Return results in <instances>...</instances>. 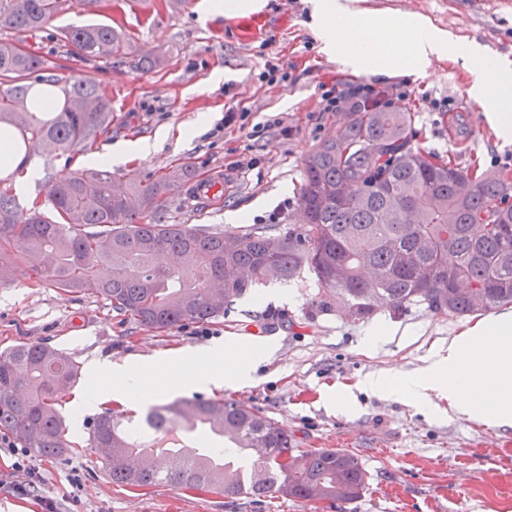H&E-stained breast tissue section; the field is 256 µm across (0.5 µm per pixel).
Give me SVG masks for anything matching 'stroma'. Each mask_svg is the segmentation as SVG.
<instances>
[{
  "label": "stroma",
  "mask_w": 512,
  "mask_h": 512,
  "mask_svg": "<svg viewBox=\"0 0 512 512\" xmlns=\"http://www.w3.org/2000/svg\"><path fill=\"white\" fill-rule=\"evenodd\" d=\"M234 16H211L204 0L171 7L153 0H112L90 10L86 0H60L45 29L23 33L0 27V40L20 45L46 61V76L93 81L112 104V126L91 145L40 161L41 177L19 194L22 209L45 202L51 181L80 169L81 157L117 144L149 140L155 148L112 167L126 185L179 165L195 179L222 172L224 199L206 203L182 186L161 206L165 223L201 225L245 233L298 221L297 197L306 156L334 137L348 104L324 109L329 89L388 87L390 109L412 116L413 143L492 171L512 173V141L499 139L477 77L451 57L430 58L418 74L382 78L354 73L326 52L313 32V0H253ZM361 8L390 16L412 14L451 43L478 44L512 72V0H361ZM120 27L129 54L83 60L64 33L91 22ZM163 63L140 67L143 56ZM274 77H267V69ZM248 115L247 129L225 125L227 110ZM209 113L196 126L200 113ZM195 133L179 138L180 129ZM246 217L229 222L227 213ZM476 317L434 316L420 307L368 321L350 322L339 310L321 309L309 271L290 282H271L240 298L221 319L157 331L118 315L88 293L67 294L39 280L29 264L17 265L0 286V351L24 342H45L75 359L81 376L62 412L74 444L67 455H30L42 481L29 496L0 485V512H41L43 500L59 512H512V426L489 425L450 412L448 403L417 404L393 385L418 373L429 355L476 324ZM382 337L370 339L372 329ZM261 348L248 383L182 389L176 354L227 340ZM170 359L167 390L146 400L114 405L119 414L143 416L153 406L186 398L223 399L255 409L288 429L298 451L342 448L354 453L368 489L352 502H300L281 496L227 497L162 484L146 489L112 483L86 446L85 426L97 409L81 400L89 388L111 387L92 377V359L140 362ZM380 375L389 390L371 392L363 382ZM82 489L72 494L71 474Z\"/></svg>",
  "instance_id": "stroma-1"
}]
</instances>
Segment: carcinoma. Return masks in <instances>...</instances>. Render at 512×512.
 Segmentation results:
<instances>
[{
    "label": "carcinoma",
    "mask_w": 512,
    "mask_h": 512,
    "mask_svg": "<svg viewBox=\"0 0 512 512\" xmlns=\"http://www.w3.org/2000/svg\"><path fill=\"white\" fill-rule=\"evenodd\" d=\"M60 0H0V26L44 29ZM84 58L129 50L126 35L91 23L65 34ZM43 59L0 41V133L25 158L52 157L96 141L112 106L90 80L64 85V104L46 109L56 79ZM44 88L35 90L32 78ZM193 178L188 165L122 187L107 169L75 170L52 181L53 216L23 215L0 190V285L21 261L41 258V280L65 293L91 292L137 323L160 330L224 317L251 288L287 282L308 268L320 305L340 306L352 322L422 306L433 315H482L512 305V178L462 167L412 146L411 113L360 105L336 137L308 155L299 189L301 223L285 232L249 233L165 224L163 197ZM80 374L63 352L40 342L0 352V433L56 458L72 448L61 412ZM87 447L112 482L135 488L171 484L226 496L271 494L304 502H351L366 490L358 457L344 449L302 454L295 437L259 411L222 400H176L135 420L104 411ZM265 455L242 478L212 456Z\"/></svg>",
    "instance_id": "carcinoma-1"
}]
</instances>
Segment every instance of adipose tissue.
Instances as JSON below:
<instances>
[{"label":"adipose tissue","mask_w":512,"mask_h":512,"mask_svg":"<svg viewBox=\"0 0 512 512\" xmlns=\"http://www.w3.org/2000/svg\"><path fill=\"white\" fill-rule=\"evenodd\" d=\"M358 0H316L314 19L319 40L353 71L392 77L417 72L429 56L452 55L467 70L485 75V98L499 138L512 140V74L495 59L481 56L470 44L448 47L423 22L390 16L369 17ZM255 350L236 342L217 344L204 352L187 351L184 388L224 387L250 378ZM94 376L112 378L111 389L92 388L91 406L140 400L144 383L137 366L92 362ZM404 391L420 403L447 400L458 414L485 422L512 424V315L484 320L435 355L423 372L411 377Z\"/></svg>","instance_id":"obj_1"}]
</instances>
